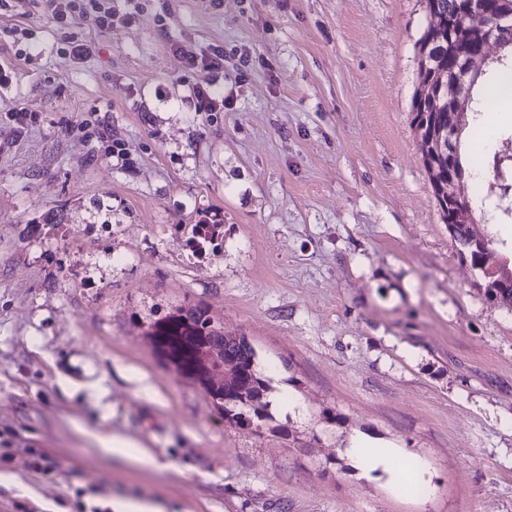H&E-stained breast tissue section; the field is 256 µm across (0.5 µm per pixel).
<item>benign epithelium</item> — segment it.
<instances>
[{"mask_svg": "<svg viewBox=\"0 0 512 512\" xmlns=\"http://www.w3.org/2000/svg\"><path fill=\"white\" fill-rule=\"evenodd\" d=\"M490 0H467L463 24L448 18V30L444 31L433 22L428 29L426 47L442 39L448 40V56L455 58L453 66L434 71L430 78L419 82L417 103L433 104L447 109V119L432 122L417 130V137L425 146L424 161L429 176L436 175L444 162L448 163V182L436 184L440 197L452 206L451 224H473V212L458 209L455 202L463 199L459 186L463 177L453 173L455 138L465 121L469 106L468 86L482 74V66L488 59L487 49L496 44L503 45L504 36L512 31V12L497 11L490 16ZM159 357L178 375H183L179 356L171 347L158 342L154 336L147 337ZM235 336H224V348L203 344L194 351V375L198 385L210 393L227 392V382L239 372L238 361L231 347L239 343Z\"/></svg>", "mask_w": 512, "mask_h": 512, "instance_id": "1", "label": "benign epithelium"}]
</instances>
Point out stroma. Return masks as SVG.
I'll return each instance as SVG.
<instances>
[{
	"instance_id": "obj_1",
	"label": "stroma",
	"mask_w": 512,
	"mask_h": 512,
	"mask_svg": "<svg viewBox=\"0 0 512 512\" xmlns=\"http://www.w3.org/2000/svg\"><path fill=\"white\" fill-rule=\"evenodd\" d=\"M112 7L107 30L0 14V512H512V312L450 235L412 130L424 0ZM214 45L225 105L198 112L180 52ZM15 106L38 116L21 136ZM91 112L122 157L78 131ZM479 127L469 198L512 111ZM193 305L253 347L261 428L146 342ZM359 441L404 460L408 489L353 460ZM43 455L52 473L27 469Z\"/></svg>"
}]
</instances>
